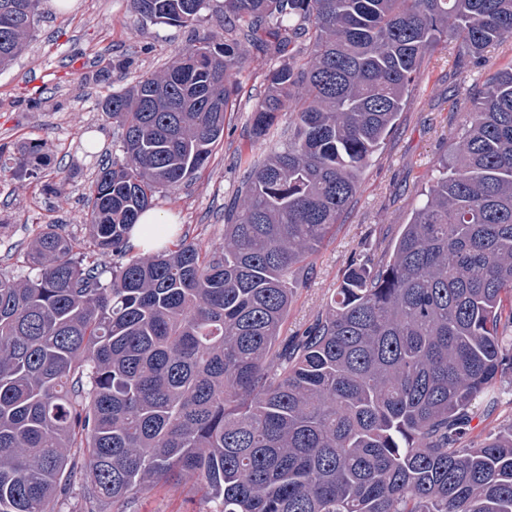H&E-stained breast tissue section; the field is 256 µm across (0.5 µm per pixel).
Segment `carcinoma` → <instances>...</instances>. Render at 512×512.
I'll return each mask as SVG.
<instances>
[{
  "label": "carcinoma",
  "mask_w": 512,
  "mask_h": 512,
  "mask_svg": "<svg viewBox=\"0 0 512 512\" xmlns=\"http://www.w3.org/2000/svg\"><path fill=\"white\" fill-rule=\"evenodd\" d=\"M193 25L210 0H129ZM40 0H0V68ZM308 38L299 63L286 49ZM457 63L512 41V0H224L214 33L101 104L123 159L89 187L104 280L48 224L35 274L0 271V512H131L158 485L206 512H512V425L467 444L512 366V66L474 94L393 249L354 264L301 336L282 327L299 272L339 223L430 50ZM274 61L258 138L289 112L224 215V249L130 255L159 190L224 134L245 47Z\"/></svg>",
  "instance_id": "obj_1"
}]
</instances>
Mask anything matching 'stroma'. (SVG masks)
<instances>
[{
  "label": "stroma",
  "mask_w": 512,
  "mask_h": 512,
  "mask_svg": "<svg viewBox=\"0 0 512 512\" xmlns=\"http://www.w3.org/2000/svg\"><path fill=\"white\" fill-rule=\"evenodd\" d=\"M223 30L224 0H210L201 22L188 27L144 21L131 12L129 0H68L62 9L42 0L32 37L13 64L0 70V144L15 153L39 143L48 158L33 175L12 158L0 159L1 271L27 276V248L48 224L61 225L82 253L111 270L115 256L95 254L85 228L88 187L102 162L119 153L118 133L101 103L137 76L160 70L175 52ZM511 64L512 43L493 46L464 66L456 64L453 44L434 47L343 222L301 273L283 335H302L349 267L363 254L379 257L396 241L464 127L474 93L488 73ZM272 66L261 47L249 46L245 65L233 75L237 92L224 114V136L208 162L180 186L155 195L156 210L171 217L178 235L204 250L224 246V208L244 180L238 157H264L276 144L251 131V112ZM205 508L196 487L180 484L140 496L134 512Z\"/></svg>",
  "instance_id": "stroma-1"
}]
</instances>
